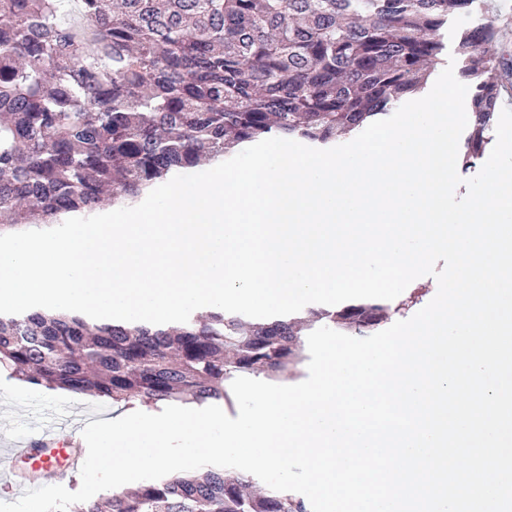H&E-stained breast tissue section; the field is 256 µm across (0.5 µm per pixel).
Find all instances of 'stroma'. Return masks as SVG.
Instances as JSON below:
<instances>
[{"instance_id": "obj_1", "label": "stroma", "mask_w": 512, "mask_h": 512, "mask_svg": "<svg viewBox=\"0 0 512 512\" xmlns=\"http://www.w3.org/2000/svg\"><path fill=\"white\" fill-rule=\"evenodd\" d=\"M492 24L497 32L491 44L495 55L512 62V0H474L468 20L449 19L437 33L442 60L456 56L465 24ZM113 405L76 396L65 390L36 388L9 373L0 374V446L11 447L25 436L47 430L82 448L81 431L91 421L108 420Z\"/></svg>"}]
</instances>
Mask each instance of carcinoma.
<instances>
[{
    "label": "carcinoma",
    "mask_w": 512,
    "mask_h": 512,
    "mask_svg": "<svg viewBox=\"0 0 512 512\" xmlns=\"http://www.w3.org/2000/svg\"><path fill=\"white\" fill-rule=\"evenodd\" d=\"M0 0V227L128 204L159 183L271 137L329 147L422 91L437 31L473 0ZM488 24L459 42L475 85L463 168L499 100ZM316 318L357 334L378 303ZM303 321L224 311L168 329L63 312L0 317V365L18 380L114 403L226 398L224 382L296 363ZM68 512H308L289 492L205 466Z\"/></svg>",
    "instance_id": "1"
}]
</instances>
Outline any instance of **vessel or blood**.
I'll use <instances>...</instances> for the list:
<instances>
[{
	"instance_id": "obj_1",
	"label": "vessel or blood",
	"mask_w": 512,
	"mask_h": 512,
	"mask_svg": "<svg viewBox=\"0 0 512 512\" xmlns=\"http://www.w3.org/2000/svg\"><path fill=\"white\" fill-rule=\"evenodd\" d=\"M32 462L36 468L63 473L79 462L76 455H63L56 435L42 433L0 452V480L10 481L15 477L17 461Z\"/></svg>"
}]
</instances>
